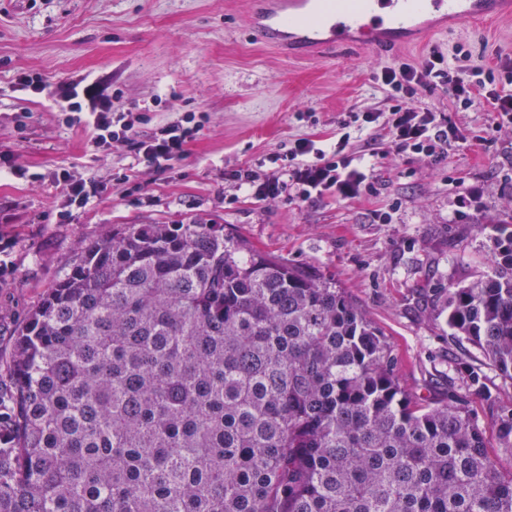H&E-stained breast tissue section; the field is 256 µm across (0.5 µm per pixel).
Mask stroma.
<instances>
[{"label":"stroma","instance_id":"stroma-1","mask_svg":"<svg viewBox=\"0 0 512 512\" xmlns=\"http://www.w3.org/2000/svg\"><path fill=\"white\" fill-rule=\"evenodd\" d=\"M249 0H0V349L68 269L85 241L124 224L223 225L259 251L334 278L384 331L404 386L437 399L455 389L475 412L462 366L480 368L503 399L512 384L433 311L434 288L484 267L488 237L512 234V126L491 145L449 146L440 162L399 155L379 134L372 191L342 200L281 195L263 199L231 175H266L271 154L296 139L327 146L349 112H384L376 73L456 47L475 63L512 57V19L464 27L379 57L364 49L293 58L259 43L248 28ZM26 74L49 90L101 83L116 112H142L143 131L202 116L185 158L164 170L139 162L127 145L92 159L90 133L67 126L58 108L19 90ZM419 106L448 114L465 133L483 134L490 108L453 106L442 89ZM62 168L91 173L99 194L70 220L56 217ZM387 221H380V214Z\"/></svg>","mask_w":512,"mask_h":512}]
</instances>
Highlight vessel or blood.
I'll return each instance as SVG.
<instances>
[{
    "instance_id": "obj_1",
    "label": "vessel or blood",
    "mask_w": 512,
    "mask_h": 512,
    "mask_svg": "<svg viewBox=\"0 0 512 512\" xmlns=\"http://www.w3.org/2000/svg\"><path fill=\"white\" fill-rule=\"evenodd\" d=\"M512 16V0H251L255 38L291 57L329 47L397 51L441 21L465 27Z\"/></svg>"
}]
</instances>
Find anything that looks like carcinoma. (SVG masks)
<instances>
[{
	"label": "carcinoma",
	"mask_w": 512,
	"mask_h": 512,
	"mask_svg": "<svg viewBox=\"0 0 512 512\" xmlns=\"http://www.w3.org/2000/svg\"><path fill=\"white\" fill-rule=\"evenodd\" d=\"M446 322L512 380V234ZM0 358V512H512L464 398L424 403L336 282L222 224L90 240ZM499 447L512 399L466 373Z\"/></svg>",
	"instance_id": "carcinoma-1"
}]
</instances>
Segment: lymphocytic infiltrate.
I'll list each match as a JSON object with an SVG mask.
<instances>
[{"mask_svg":"<svg viewBox=\"0 0 512 512\" xmlns=\"http://www.w3.org/2000/svg\"><path fill=\"white\" fill-rule=\"evenodd\" d=\"M379 80L400 98L388 113H348L339 123L341 132L333 148L325 150L315 141L302 138L272 156L273 170L268 176L238 171L235 180L253 188L255 195L270 199L287 191L303 201L321 199L328 192L343 199L356 197L370 186L365 158L376 155L377 150L371 146L366 155L350 153L349 130L353 127L388 132L391 145L399 154H423L442 160L449 144L467 146L469 137L445 113L416 107V100L437 88L447 93L450 102L464 108L480 99L490 103L495 112L494 128L512 124L511 57L498 59L494 68L486 70L472 63L469 52L459 50L448 58L434 49L420 62L382 69ZM59 105L67 125L79 123L92 129L94 154L108 153L114 143L120 142L158 170L182 160L199 131L198 126L176 121L141 133L138 117L131 112L113 111L111 100L93 84H69Z\"/></svg>","mask_w":512,"mask_h":512,"instance_id":"1","label":"lymphocytic infiltrate"}]
</instances>
